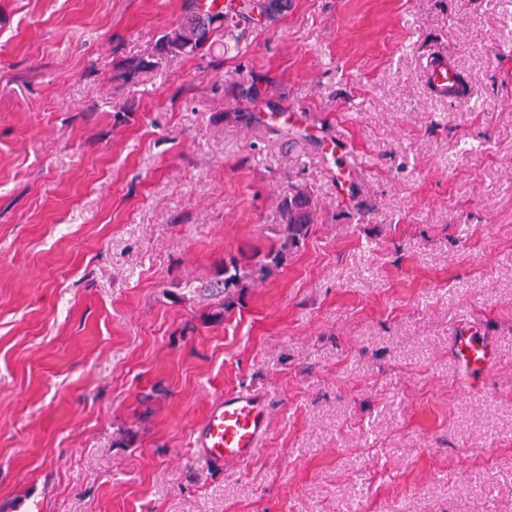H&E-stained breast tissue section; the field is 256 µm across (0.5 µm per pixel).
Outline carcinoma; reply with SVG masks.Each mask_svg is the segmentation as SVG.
Instances as JSON below:
<instances>
[{"mask_svg":"<svg viewBox=\"0 0 512 512\" xmlns=\"http://www.w3.org/2000/svg\"><path fill=\"white\" fill-rule=\"evenodd\" d=\"M288 6V0H246L240 15L248 18L258 13L266 20L273 19ZM235 19L230 11H192L174 27L166 30L156 43L154 50L138 58L125 60L116 78L135 84L158 66V60L166 56L195 57L213 62L212 50L224 30L232 26ZM282 224L275 230V243L262 258L243 262L232 256L224 261L221 270L220 290L224 301L213 313L222 317L238 304L244 290L264 281L279 269L294 250L301 246L311 231L314 214L308 194L297 189L281 200Z\"/></svg>","mask_w":512,"mask_h":512,"instance_id":"cac0c4a2","label":"carcinoma"}]
</instances>
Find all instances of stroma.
<instances>
[{
    "label": "stroma",
    "instance_id": "35a3bbf8",
    "mask_svg": "<svg viewBox=\"0 0 512 512\" xmlns=\"http://www.w3.org/2000/svg\"><path fill=\"white\" fill-rule=\"evenodd\" d=\"M192 2L0 0V512H512V9L289 0L115 80ZM294 185L308 239L213 320ZM242 387L270 433L203 468ZM428 76L433 91L438 94H449L448 96L453 97L462 89L460 79L455 72L442 65L430 63L428 65ZM457 357L466 369H490L495 361V352L484 336L473 332H460L452 336ZM271 424V401L265 391L239 388L211 401L193 433V451L206 467L249 460L263 445Z\"/></svg>",
    "mask_w": 512,
    "mask_h": 512
}]
</instances>
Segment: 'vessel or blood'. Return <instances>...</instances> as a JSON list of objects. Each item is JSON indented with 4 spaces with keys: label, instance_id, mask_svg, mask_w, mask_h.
Wrapping results in <instances>:
<instances>
[{
    "label": "vessel or blood",
    "instance_id": "vessel-or-blood-1",
    "mask_svg": "<svg viewBox=\"0 0 512 512\" xmlns=\"http://www.w3.org/2000/svg\"><path fill=\"white\" fill-rule=\"evenodd\" d=\"M430 85L438 94L460 92L455 72L439 64H429ZM456 354L465 368L490 369L495 352L485 337L460 332L453 336ZM271 424L269 395L255 388H240L211 401L201 424L193 433V451L204 466L216 467L228 461L244 462L261 448Z\"/></svg>",
    "mask_w": 512,
    "mask_h": 512
}]
</instances>
